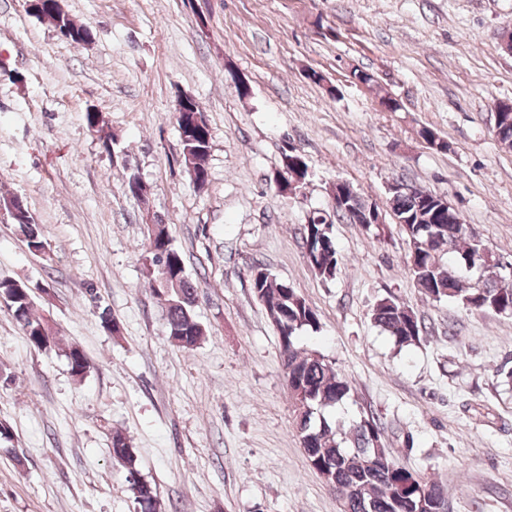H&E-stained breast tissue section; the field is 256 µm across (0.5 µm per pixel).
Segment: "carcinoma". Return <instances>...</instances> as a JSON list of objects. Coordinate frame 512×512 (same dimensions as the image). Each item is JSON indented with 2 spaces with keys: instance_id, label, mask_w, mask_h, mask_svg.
<instances>
[{
  "instance_id": "carcinoma-1",
  "label": "carcinoma",
  "mask_w": 512,
  "mask_h": 512,
  "mask_svg": "<svg viewBox=\"0 0 512 512\" xmlns=\"http://www.w3.org/2000/svg\"><path fill=\"white\" fill-rule=\"evenodd\" d=\"M62 34L75 44L85 41L86 26L67 16L60 19ZM495 137L505 149H512V115L495 127ZM210 130L181 143L182 153L195 158L201 183L208 180L206 160ZM345 199L331 208L309 214L302 240L310 241V266L324 282L336 278L338 253L334 224L357 223V213L366 204L354 189L345 186ZM438 195L414 184L389 199V208L406 234L409 253L415 260L407 269L426 298L448 301L468 311H492L512 315V281H505L495 256L475 233L459 234L452 224H440L435 214ZM30 252L40 253L46 243L41 229L28 210L12 218ZM151 273L150 289L166 312L169 338L179 347L192 348L204 336L193 314L196 286L186 273L181 253L172 244L168 227L159 229L155 239L139 255ZM255 298L261 302L276 328L282 353V367L298 384L292 398L293 424L305 443L310 466L321 476L341 503V512H440L446 504L441 486L399 465L382 439V424L366 414L350 428L331 415L352 396V388L336 365L316 351H307L296 342L298 332L316 330L319 319L310 303L289 284L277 280L261 264L252 266ZM0 296L23 331L29 345L46 350L56 336L48 320L33 313L32 290L12 280L0 281ZM376 326L399 347L415 345L426 332L421 318L408 305L392 296L380 299L372 310ZM71 373L82 377L89 362L82 351L68 353ZM112 458L129 465L127 476L138 512H161L156 489L143 481L132 468L134 449L120 434L112 436Z\"/></svg>"
}]
</instances>
